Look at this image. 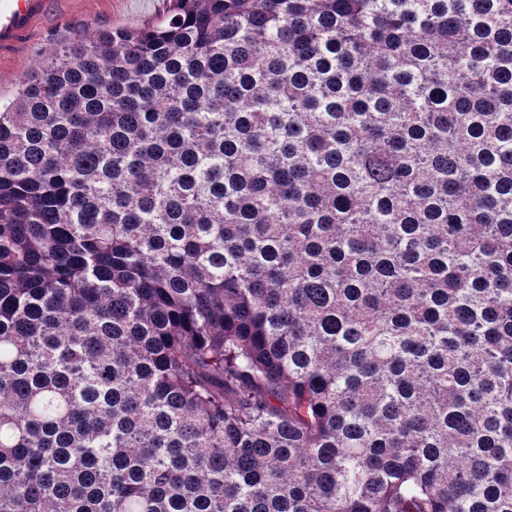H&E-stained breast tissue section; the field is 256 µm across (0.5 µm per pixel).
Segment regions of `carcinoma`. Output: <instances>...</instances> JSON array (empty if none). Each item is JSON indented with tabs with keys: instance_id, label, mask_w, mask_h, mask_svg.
Listing matches in <instances>:
<instances>
[{
	"instance_id": "1",
	"label": "carcinoma",
	"mask_w": 512,
	"mask_h": 512,
	"mask_svg": "<svg viewBox=\"0 0 512 512\" xmlns=\"http://www.w3.org/2000/svg\"><path fill=\"white\" fill-rule=\"evenodd\" d=\"M0 512H512V0H171L26 72Z\"/></svg>"
}]
</instances>
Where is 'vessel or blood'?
Instances as JSON below:
<instances>
[{"mask_svg":"<svg viewBox=\"0 0 512 512\" xmlns=\"http://www.w3.org/2000/svg\"><path fill=\"white\" fill-rule=\"evenodd\" d=\"M64 5L65 0H0V57L21 52Z\"/></svg>","mask_w":512,"mask_h":512,"instance_id":"obj_1","label":"vessel or blood"}]
</instances>
